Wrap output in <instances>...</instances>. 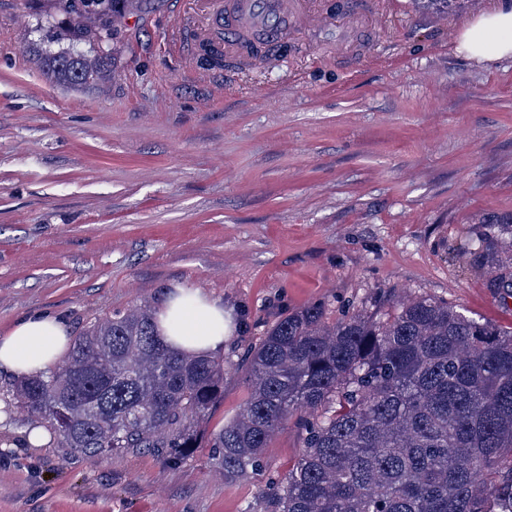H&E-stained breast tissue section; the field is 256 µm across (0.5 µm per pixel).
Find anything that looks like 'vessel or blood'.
<instances>
[{
  "label": "vessel or blood",
  "mask_w": 512,
  "mask_h": 512,
  "mask_svg": "<svg viewBox=\"0 0 512 512\" xmlns=\"http://www.w3.org/2000/svg\"><path fill=\"white\" fill-rule=\"evenodd\" d=\"M213 27H227L232 34L229 49H236L251 34L269 42L287 39L294 28H313L321 17L310 0H210Z\"/></svg>",
  "instance_id": "vessel-or-blood-1"
}]
</instances>
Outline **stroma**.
<instances>
[{
  "mask_svg": "<svg viewBox=\"0 0 512 512\" xmlns=\"http://www.w3.org/2000/svg\"><path fill=\"white\" fill-rule=\"evenodd\" d=\"M259 67H200L204 0L133 10L87 84L47 75L36 30L52 0H0V336L50 310L73 335L189 288L223 301V353L314 303L370 311L444 300L512 328L467 259L482 222L512 214V59L458 55L453 35L495 0L448 13L357 0ZM0 372V512H264L270 475L302 450L286 422L265 468L231 481L210 451L90 458L56 439L13 447L35 420ZM248 397L227 372L202 428Z\"/></svg>",
  "mask_w": 512,
  "mask_h": 512,
  "instance_id": "stroma-1",
  "label": "stroma"
}]
</instances>
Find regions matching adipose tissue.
<instances>
[{
    "label": "adipose tissue",
    "mask_w": 512,
    "mask_h": 512,
    "mask_svg": "<svg viewBox=\"0 0 512 512\" xmlns=\"http://www.w3.org/2000/svg\"><path fill=\"white\" fill-rule=\"evenodd\" d=\"M458 54L479 63L512 58V0H498L480 11L455 36ZM159 332L166 344L184 354L206 355L221 350L229 325L224 305L198 291L177 288L157 311ZM71 343L66 322L48 311L20 318L0 336V371L25 377L47 371Z\"/></svg>",
    "instance_id": "obj_1"
}]
</instances>
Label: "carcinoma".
Listing matches in <instances>:
<instances>
[{
  "mask_svg": "<svg viewBox=\"0 0 512 512\" xmlns=\"http://www.w3.org/2000/svg\"><path fill=\"white\" fill-rule=\"evenodd\" d=\"M138 2L54 0L69 27L47 74L92 79ZM470 258L512 298V242L491 264L480 249ZM328 315L313 304L280 317L233 363L172 351L145 304L91 323L61 364L18 381L13 400L63 448L181 461L199 447L228 366L250 396L208 439L225 476L262 469L274 434L291 418L298 429L302 454L269 482L266 512H512V331L427 296L378 317Z\"/></svg>",
  "mask_w": 512,
  "mask_h": 512,
  "instance_id": "cac0c4a2",
  "label": "carcinoma"
}]
</instances>
